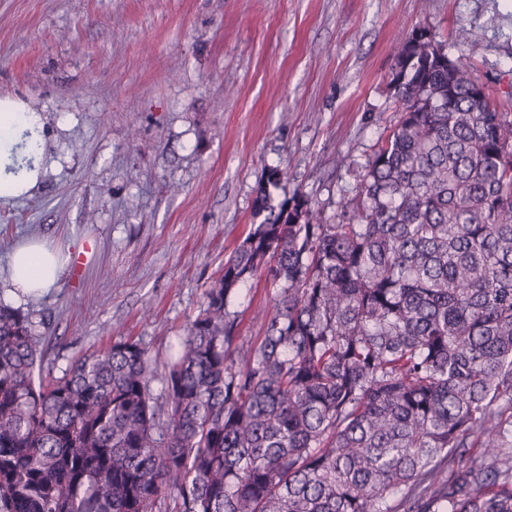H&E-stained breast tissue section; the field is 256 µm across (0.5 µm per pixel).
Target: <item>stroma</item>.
I'll return each instance as SVG.
<instances>
[{"label": "stroma", "instance_id": "stroma-1", "mask_svg": "<svg viewBox=\"0 0 512 512\" xmlns=\"http://www.w3.org/2000/svg\"><path fill=\"white\" fill-rule=\"evenodd\" d=\"M420 30L512 101V0H0V101L43 126L37 187L0 199V303L43 336V371L129 339L166 361L271 169V205L339 213L399 116L396 44ZM29 238L68 264L18 299L7 259ZM268 302L260 282L232 297L244 335Z\"/></svg>", "mask_w": 512, "mask_h": 512}]
</instances>
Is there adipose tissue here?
I'll list each match as a JSON object with an SVG mask.
<instances>
[{
	"label": "adipose tissue",
	"instance_id": "obj_1",
	"mask_svg": "<svg viewBox=\"0 0 512 512\" xmlns=\"http://www.w3.org/2000/svg\"><path fill=\"white\" fill-rule=\"evenodd\" d=\"M40 130L41 121L36 113H0V197L8 196L17 181L28 190L36 185V170L24 166L13 174L7 172L6 167L12 164V152L17 148L27 158L37 159ZM65 268V262L55 249L43 243L25 244L13 251L8 275L15 295H39L55 286Z\"/></svg>",
	"mask_w": 512,
	"mask_h": 512
}]
</instances>
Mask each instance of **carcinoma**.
Instances as JSON below:
<instances>
[{"label": "carcinoma", "mask_w": 512, "mask_h": 512, "mask_svg": "<svg viewBox=\"0 0 512 512\" xmlns=\"http://www.w3.org/2000/svg\"><path fill=\"white\" fill-rule=\"evenodd\" d=\"M389 85L340 214L258 188L164 400L133 341L44 376L0 304V512H512V114L430 40ZM255 280L252 338L230 298Z\"/></svg>", "instance_id": "1"}]
</instances>
